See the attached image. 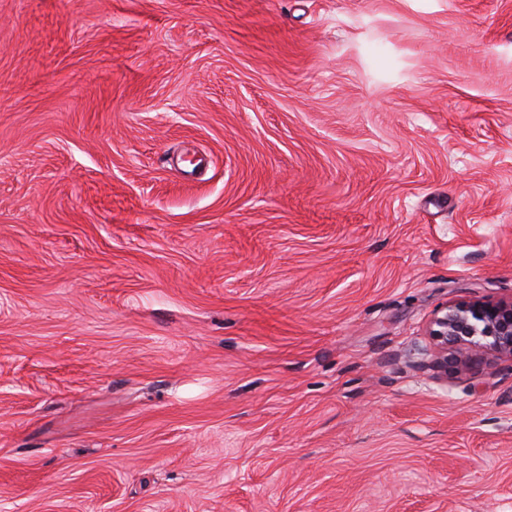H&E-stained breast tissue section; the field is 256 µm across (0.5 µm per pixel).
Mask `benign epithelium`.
<instances>
[{"instance_id":"benign-epithelium-1","label":"benign epithelium","mask_w":512,"mask_h":512,"mask_svg":"<svg viewBox=\"0 0 512 512\" xmlns=\"http://www.w3.org/2000/svg\"><path fill=\"white\" fill-rule=\"evenodd\" d=\"M428 336L445 372L450 351L464 363L483 352L512 357V299L449 304L435 313Z\"/></svg>"}]
</instances>
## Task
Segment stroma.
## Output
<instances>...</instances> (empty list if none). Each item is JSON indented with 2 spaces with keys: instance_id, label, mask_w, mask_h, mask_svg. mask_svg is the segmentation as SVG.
<instances>
[{
  "instance_id": "35a3bbf8",
  "label": "stroma",
  "mask_w": 512,
  "mask_h": 512,
  "mask_svg": "<svg viewBox=\"0 0 512 512\" xmlns=\"http://www.w3.org/2000/svg\"><path fill=\"white\" fill-rule=\"evenodd\" d=\"M512 0H0V512H512ZM428 336L441 355L437 363L445 373L448 350L464 363L483 352L512 357V299L446 305L432 318Z\"/></svg>"
}]
</instances>
